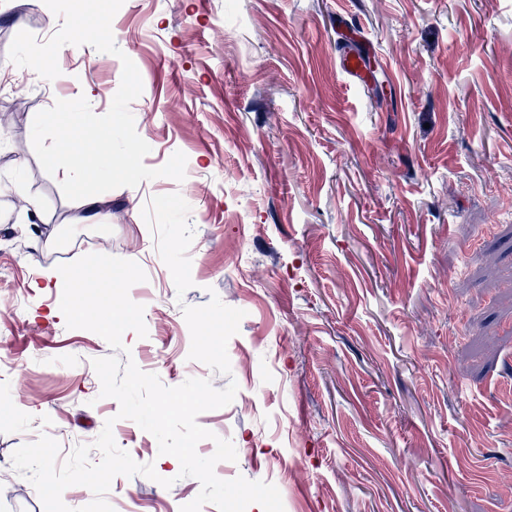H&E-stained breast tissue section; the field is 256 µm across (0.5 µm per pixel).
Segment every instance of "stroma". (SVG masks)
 Segmentation results:
<instances>
[{
  "label": "stroma",
  "mask_w": 512,
  "mask_h": 512,
  "mask_svg": "<svg viewBox=\"0 0 512 512\" xmlns=\"http://www.w3.org/2000/svg\"><path fill=\"white\" fill-rule=\"evenodd\" d=\"M376 81L341 72L337 13ZM63 20L0 0V512H44L13 451L47 435L68 456L112 422L158 480L116 476L114 512H180L200 491L101 397L99 335L67 328L45 270L90 253L136 262L146 337L135 364L174 387L238 384L198 423L236 448L223 479L277 487L284 512H512V0H124L120 55L60 49L45 80L14 65L20 31ZM158 177L67 200L31 142L35 115L86 97L105 114L121 56ZM190 206L193 285L177 295L141 210ZM244 310L230 375L189 359L182 305ZM172 479L171 487L160 478Z\"/></svg>",
  "instance_id": "35a3bbf8"
}]
</instances>
